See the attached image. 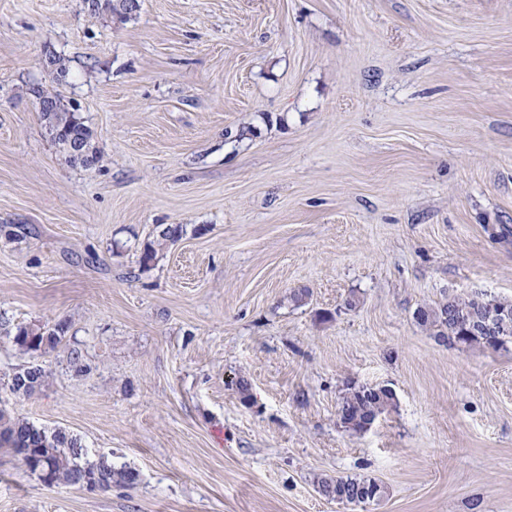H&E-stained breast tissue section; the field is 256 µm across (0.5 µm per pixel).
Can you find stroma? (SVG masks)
<instances>
[{
  "mask_svg": "<svg viewBox=\"0 0 512 512\" xmlns=\"http://www.w3.org/2000/svg\"><path fill=\"white\" fill-rule=\"evenodd\" d=\"M475 291L512 300V0H0V407L136 473L49 486L0 448V512H512V345L414 318ZM59 323L63 349L13 343ZM351 383L396 396L363 433ZM139 0H90L89 7L94 12L118 13L124 16L136 12L140 4ZM35 97L41 98L48 104L47 108L40 109L43 118L47 121L54 140L62 146L70 157L83 162H93L90 153V130L82 118L73 110L65 108L60 99L42 87L33 88ZM46 373L39 364L29 363L26 366L18 368L9 380V384L17 379H21L28 386L17 394V397H31L45 382ZM317 488L329 500L361 507L380 501L386 494L377 481L352 476L322 477Z\"/></svg>",
  "mask_w": 512,
  "mask_h": 512,
  "instance_id": "stroma-1",
  "label": "stroma"
}]
</instances>
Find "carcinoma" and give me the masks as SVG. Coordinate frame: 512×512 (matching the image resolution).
Instances as JSON below:
<instances>
[{
    "label": "carcinoma",
    "mask_w": 512,
    "mask_h": 512,
    "mask_svg": "<svg viewBox=\"0 0 512 512\" xmlns=\"http://www.w3.org/2000/svg\"><path fill=\"white\" fill-rule=\"evenodd\" d=\"M89 7L94 12L118 13L127 16L140 7L138 0H90ZM47 66L52 78L60 82L68 74L65 58L51 55ZM35 97L48 104L41 110L47 121L54 140L62 146L70 157L84 162L93 161L90 155V130L82 118L64 107L60 99L41 87L32 89ZM498 314L512 315V301L488 300L482 293H472L465 297L450 296L448 302L438 308H420L415 319L417 323L435 332V336L450 343L497 350L512 343V321L507 329L488 333L473 326L477 318H484L489 310ZM66 325L57 324L48 330L23 326L16 329L13 337L15 345L26 352H38L56 349L63 341ZM46 373L39 364L30 363L17 369L10 381L17 379L27 383V387L17 397H31L45 382ZM394 393L388 390L369 391L367 386L349 384L341 398L338 416L341 426L352 433L366 431V425L378 418L394 404ZM0 447L12 448L22 455L24 464L30 472L44 478V472L50 471V479L45 484L67 483L70 465L76 449L82 447L77 436L64 429L48 430L39 427L27 419L11 415L0 410ZM91 475L101 485L108 488L114 483H132L136 474L123 467H115L111 461H87ZM319 493L339 503L364 507L380 501L386 494L383 485L372 479L352 476L322 477L317 480Z\"/></svg>",
    "instance_id": "obj_1"
}]
</instances>
